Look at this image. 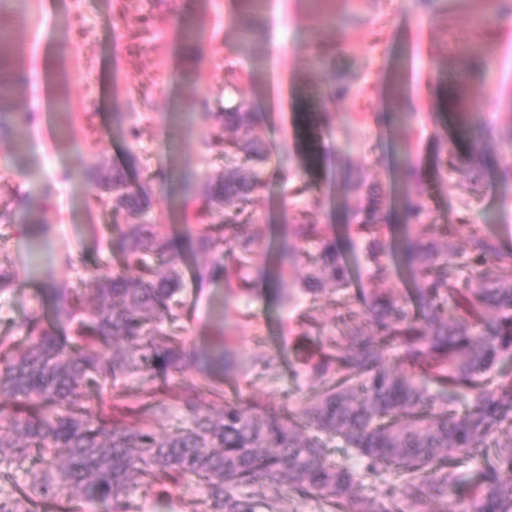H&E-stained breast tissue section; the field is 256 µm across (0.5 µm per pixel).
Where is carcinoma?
Returning <instances> with one entry per match:
<instances>
[{"label": "carcinoma", "mask_w": 512, "mask_h": 512, "mask_svg": "<svg viewBox=\"0 0 512 512\" xmlns=\"http://www.w3.org/2000/svg\"><path fill=\"white\" fill-rule=\"evenodd\" d=\"M8 52L0 46V104L13 88ZM479 64L474 50L448 100L463 127L472 125L466 76ZM212 117L220 132L208 147L224 156V173L201 200L197 238L213 253L209 276L251 293L269 277L253 261L266 227L242 232L263 174L241 162L263 163L267 153L223 132L252 126L256 113L236 108ZM94 179L113 211L139 222L117 226L109 239L121 264L92 276L95 306H83L72 288L57 291L55 314L73 335L32 315L19 326L24 346L0 336V512H80L84 503L107 502L113 512H132L134 492L172 475L202 486L204 512H279L287 494L336 512H512V373L499 370L512 358V249L483 225L434 224L422 198L409 196L388 246L381 239L387 217L372 194L348 232L375 280L390 281L394 261L416 287L369 296L354 287L335 231L308 219L321 197L306 180L294 181L291 193L306 198L293 235L306 246L299 283L309 297L298 322L319 354L308 396L288 412L226 401L211 415L193 395L205 388L224 398L206 372L223 364L224 353L203 355L181 335L184 251L148 220V185L131 184L116 168ZM214 211L224 212L223 224L204 222ZM460 235L470 261L464 280L448 251ZM296 263L282 246L278 275ZM327 285L336 291L335 331L317 316ZM390 351L399 360L392 369L384 366ZM128 379L146 388L126 406L137 423L118 427L112 401L126 398ZM169 400L182 403L179 425L169 424ZM31 466L39 468L35 482L18 483L12 470ZM462 467L474 472L466 498Z\"/></svg>", "instance_id": "obj_1"}]
</instances>
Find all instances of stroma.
<instances>
[{"mask_svg":"<svg viewBox=\"0 0 512 512\" xmlns=\"http://www.w3.org/2000/svg\"><path fill=\"white\" fill-rule=\"evenodd\" d=\"M11 14L8 37L17 47L21 80L0 113L30 112L25 150L0 137V258H9L18 283L0 295V335H17L26 316L41 309L56 288H71L90 273L118 264L110 226L130 224L113 215L106 195L85 175L120 168L134 181L163 179L152 195V216L183 240L184 335L197 349L224 343L226 368H212L224 397L285 412L307 393L313 348L297 318L302 302L293 276L277 278L275 247L296 246L291 221L301 203L272 177L274 166L299 168L305 118L330 113L319 128L317 159L303 177L323 197L310 219L333 225L341 251L351 248L343 215L378 187L389 218L399 217L404 193L422 194L436 224L467 219L487 225L512 248V182L486 168L474 174L467 157L479 149L512 163V13L493 0H23ZM149 17L154 37L136 36ZM296 42L294 53L274 54L273 38ZM484 41L489 71H474L467 86L472 112L483 121L470 138H457L444 112L442 90L453 82L457 54ZM241 74L227 86L224 69ZM341 84L348 94L322 100V88ZM260 116L249 137L264 142L266 183L252 214L266 225L255 262L268 282L243 299L207 275L209 256L195 239L197 207L224 170L206 146L212 113L230 106ZM454 143L455 168L445 169L438 147ZM51 184L47 208H26L19 196ZM84 253L88 267H69L67 252ZM364 292L383 285L356 270ZM264 355L280 365L276 378L255 364ZM223 397V398H224ZM201 489L181 483L135 494L138 512H202Z\"/></svg>","mask_w":512,"mask_h":512,"instance_id":"stroma-1","label":"stroma"}]
</instances>
